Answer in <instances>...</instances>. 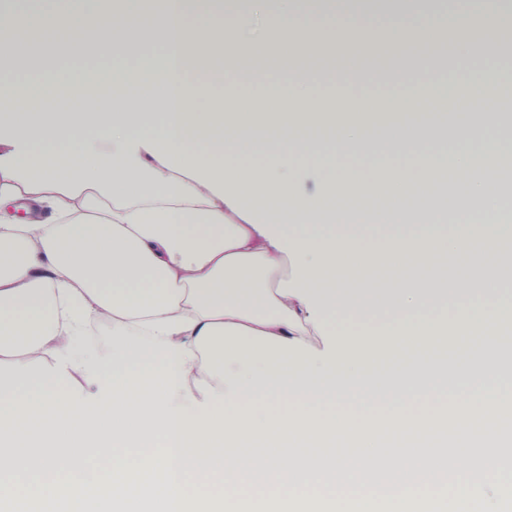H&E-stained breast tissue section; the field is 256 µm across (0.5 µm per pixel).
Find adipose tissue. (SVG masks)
I'll return each mask as SVG.
<instances>
[{"mask_svg": "<svg viewBox=\"0 0 512 512\" xmlns=\"http://www.w3.org/2000/svg\"><path fill=\"white\" fill-rule=\"evenodd\" d=\"M300 0L270 10L253 0L224 29L188 24L189 0H163L161 16L124 8L88 24L71 10L9 13L6 54L21 56L15 33L36 29L85 56L111 55L151 25L166 34L159 93L120 91L59 112L33 108L32 86L80 87L40 64L34 85L0 75V491L28 487L79 506L91 490L109 507L157 500L189 512L190 487L223 485L234 512H500L512 493V455L482 461L478 423L512 409V377L491 379L478 361L496 360L512 302L494 299L500 249L512 226L491 217L447 225L436 197L448 178L440 154L421 149L429 99L408 84L394 105L409 110L391 136L367 127L352 88L385 73L384 49L417 66L435 58L390 37H354L338 27L342 61L335 99L347 121L312 126L318 100L309 83L323 67L296 56L287 93L295 121L270 124L244 94L215 96L208 113L189 72L222 74L208 51L222 42L241 71L257 62L240 35L284 25ZM512 75L476 70L452 87L494 100ZM259 147V165L226 161L228 147ZM392 149L403 174L380 182L400 198L384 213L343 208L367 182L334 179L311 193L312 170L344 154ZM411 224L420 234L376 247L355 235L313 239L304 226ZM455 298L453 316L429 305ZM390 301L374 329H337ZM112 342L90 353L92 327ZM95 377L109 391L86 416L72 389ZM450 414H417L419 392L444 394ZM297 402L298 413L255 412L258 391ZM346 404L325 417L323 408ZM127 445L116 474L83 470L91 451Z\"/></svg>", "mask_w": 512, "mask_h": 512, "instance_id": "ef3b65f1", "label": "adipose tissue"}]
</instances>
